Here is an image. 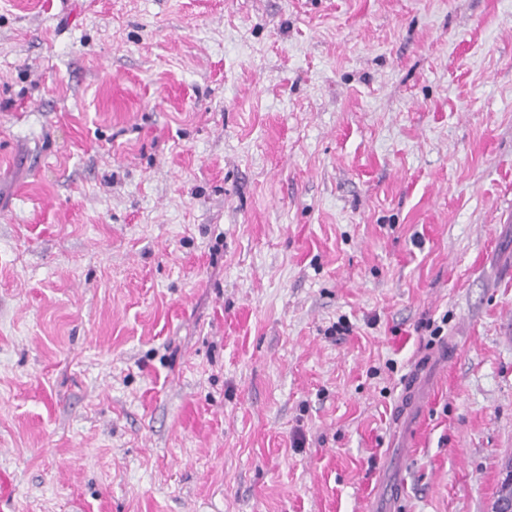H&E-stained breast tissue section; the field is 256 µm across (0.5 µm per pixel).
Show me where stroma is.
I'll use <instances>...</instances> for the list:
<instances>
[{
    "label": "stroma",
    "mask_w": 512,
    "mask_h": 512,
    "mask_svg": "<svg viewBox=\"0 0 512 512\" xmlns=\"http://www.w3.org/2000/svg\"><path fill=\"white\" fill-rule=\"evenodd\" d=\"M509 458L512 0H0L9 512H491Z\"/></svg>",
    "instance_id": "35a3bbf8"
}]
</instances>
